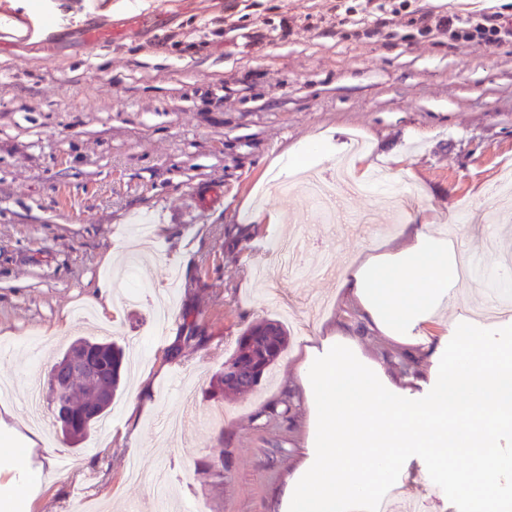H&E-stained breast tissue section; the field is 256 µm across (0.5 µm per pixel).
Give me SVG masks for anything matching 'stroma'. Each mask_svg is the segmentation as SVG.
<instances>
[{
    "instance_id": "35a3bbf8",
    "label": "stroma",
    "mask_w": 512,
    "mask_h": 512,
    "mask_svg": "<svg viewBox=\"0 0 512 512\" xmlns=\"http://www.w3.org/2000/svg\"><path fill=\"white\" fill-rule=\"evenodd\" d=\"M0 0L53 22L30 50L0 34V383L17 416L0 439L41 433L27 466L0 463L11 512H135L168 468L170 512H276L280 491L314 434L299 368L348 336L404 396L432 388L430 353L450 341V310L409 335L368 325L338 288L340 271L402 246L405 224L432 236L448 225L476 256L461 307L512 287V39L493 44L421 32L398 0ZM439 17L498 13L512 0H411ZM101 31L82 39L84 28ZM375 168L414 192L344 200L347 223H324L282 165L312 140L333 152L352 136ZM281 221H252L253 211ZM144 262L137 299L96 308L114 239ZM282 321L283 357L250 392L204 391L250 325ZM196 333L197 340L185 343ZM80 337L114 342L137 360L105 427L78 447L59 442L47 375ZM71 468L58 470L59 456ZM223 459L224 476L202 462ZM404 497L457 512L424 461L402 467Z\"/></svg>"
}]
</instances>
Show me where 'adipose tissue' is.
Here are the masks:
<instances>
[{"label": "adipose tissue", "instance_id": "adipose-tissue-1", "mask_svg": "<svg viewBox=\"0 0 512 512\" xmlns=\"http://www.w3.org/2000/svg\"><path fill=\"white\" fill-rule=\"evenodd\" d=\"M456 274V261L432 242L425 226L413 227L397 252L369 259L340 280L375 327L388 336L406 334L413 320L431 313Z\"/></svg>", "mask_w": 512, "mask_h": 512}]
</instances>
